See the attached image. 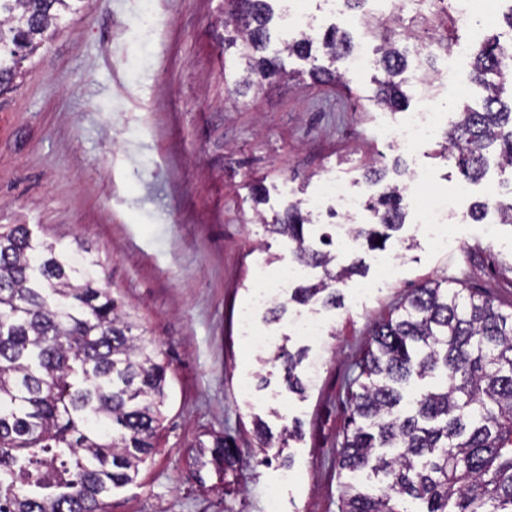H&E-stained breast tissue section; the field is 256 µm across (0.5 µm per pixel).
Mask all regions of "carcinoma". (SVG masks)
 Here are the masks:
<instances>
[{
	"mask_svg": "<svg viewBox=\"0 0 512 512\" xmlns=\"http://www.w3.org/2000/svg\"><path fill=\"white\" fill-rule=\"evenodd\" d=\"M80 2L0 0V88ZM272 2L238 0L224 20L241 43L242 87L280 77L278 57H255L270 42ZM493 28L471 60L482 109L459 108L442 144L469 181L483 176L495 144L500 169L512 168V7ZM379 41L375 100L396 112L406 101L397 77L408 63L396 39ZM319 49L334 64L351 39L334 27L282 47L319 79L346 82L318 64ZM406 207L400 188L386 187L372 204L379 226L354 224L351 236L383 247L379 240L403 227ZM305 223L292 204L272 225L293 258L324 271L292 299L333 306L351 269L329 268L334 257L314 248ZM101 271L99 259L35 237L26 224L0 231V512H107L112 492L134 482L155 451L166 366ZM275 359L288 390L303 391L302 355L282 346ZM358 368L348 382L351 431L338 453L354 478L341 512H512V311L487 295L426 284L375 329Z\"/></svg>",
	"mask_w": 512,
	"mask_h": 512,
	"instance_id": "carcinoma-1",
	"label": "carcinoma"
}]
</instances>
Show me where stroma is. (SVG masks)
Returning a JSON list of instances; mask_svg holds the SVG:
<instances>
[{
    "instance_id": "obj_1",
    "label": "stroma",
    "mask_w": 512,
    "mask_h": 512,
    "mask_svg": "<svg viewBox=\"0 0 512 512\" xmlns=\"http://www.w3.org/2000/svg\"><path fill=\"white\" fill-rule=\"evenodd\" d=\"M231 9L230 0H85L0 89V225L98 256L167 367L156 451L107 512H339L347 382L378 324L431 281L512 310V225L466 215L486 184L507 178L492 161L460 201L449 246L420 234L408 208L378 252L328 245L332 269L361 265L339 285V305L290 300L271 325L256 314L277 346L305 353L306 390H288L274 348L251 347L238 324L253 291L290 259L287 238L266 226L329 178L371 200L417 167L437 197L463 184L437 139L411 156L387 141L418 106L419 79L447 58L409 60L398 112L374 100L375 65L327 84L287 56L296 79L239 90L238 49L224 43ZM371 166L381 182L366 180ZM382 259L396 263L394 278L382 276ZM296 313L322 322L323 338L297 336ZM286 426L296 438H282ZM263 430L280 456L265 458ZM219 441L237 456L215 460Z\"/></svg>"
}]
</instances>
